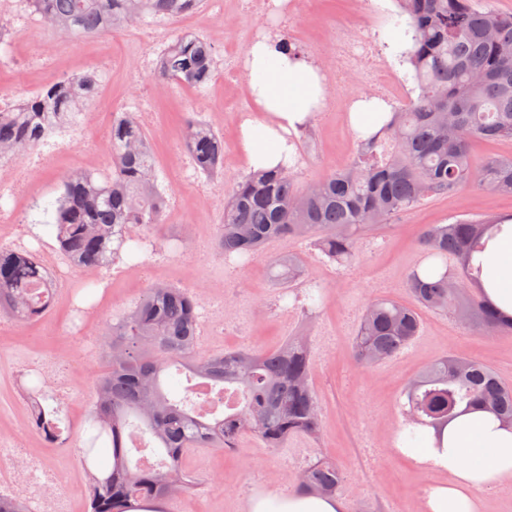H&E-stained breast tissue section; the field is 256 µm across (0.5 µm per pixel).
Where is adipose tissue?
Instances as JSON below:
<instances>
[{
	"instance_id": "obj_1",
	"label": "adipose tissue",
	"mask_w": 512,
	"mask_h": 512,
	"mask_svg": "<svg viewBox=\"0 0 512 512\" xmlns=\"http://www.w3.org/2000/svg\"><path fill=\"white\" fill-rule=\"evenodd\" d=\"M245 70L258 114L240 125L242 150L250 166L274 168L296 153L291 139L326 98L319 66L279 50L270 38L246 52ZM484 291L504 314L512 316V224L489 241L484 254ZM422 467L443 474L421 504L422 512H484L483 491L512 482V430L488 412L475 410L445 427L438 448H412ZM249 512H343L333 497L257 495Z\"/></svg>"
}]
</instances>
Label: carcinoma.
<instances>
[{"label":"carcinoma","mask_w":512,"mask_h":512,"mask_svg":"<svg viewBox=\"0 0 512 512\" xmlns=\"http://www.w3.org/2000/svg\"><path fill=\"white\" fill-rule=\"evenodd\" d=\"M54 33L68 39L102 36L159 14L175 18L197 11L202 0H28ZM398 18L411 35L404 59L417 90L389 121L358 141L345 167L307 184L293 169L258 170L236 180L224 201V251L257 254L271 240H310L332 261L358 257L361 236L408 212L428 198L473 185L512 196V157L488 155L473 163L474 140L512 139V15L480 10L473 0H396ZM217 68L207 42L177 35L154 70V79L201 89ZM92 74L57 80L15 103L0 115V154L20 158L54 133L79 129V116L95 100ZM187 148L201 173L218 172L221 138L189 116L183 126ZM111 148L97 173L67 171L62 193L51 206H32L37 224L54 227L62 252L76 270L107 268L127 252L135 258L146 234L162 221L159 190L151 182L153 157L135 113L112 121ZM503 216L458 218L424 224L419 245L424 273L413 270L408 290L415 305L375 299L365 308L354 338L352 358L374 366L397 355L419 334L416 307L448 312L476 331L512 334L505 319L481 291L482 266L473 263ZM276 279L295 280L300 263L272 260ZM49 299L35 260L0 248V314L18 321L40 318V299ZM197 303L184 289L161 282L146 285L139 301L111 324L110 370L93 387L97 433L84 457L104 474H90L89 512H135L142 507L169 512L167 495L188 491L193 477L183 466L198 448L222 450L246 436L263 447H283L300 434L316 439L321 411L311 385L312 361L300 337L270 351L242 347L206 354L197 346ZM182 395L162 387L170 370ZM198 379L236 386L237 409L211 420L194 419ZM409 415L401 445L426 446L422 428L438 433L448 422L477 406L512 425V388L476 359L444 355L429 363L405 390ZM33 426L42 439L55 440L57 418L38 404ZM163 451L152 466L132 462L133 433ZM339 468L320 457L301 476L304 494L336 495Z\"/></svg>","instance_id":"1"}]
</instances>
